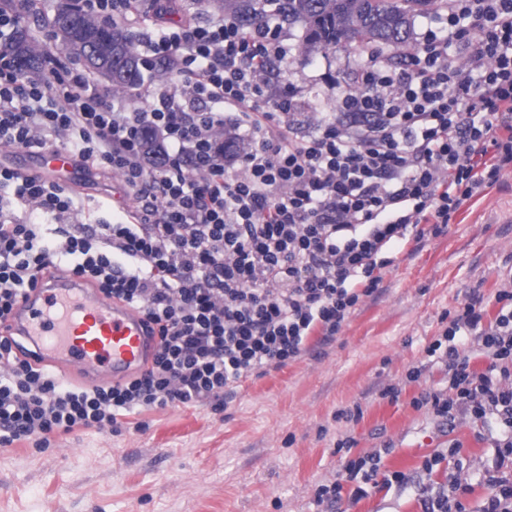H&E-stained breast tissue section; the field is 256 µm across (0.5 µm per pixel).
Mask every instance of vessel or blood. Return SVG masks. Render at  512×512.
<instances>
[{
    "label": "vessel or blood",
    "instance_id": "obj_1",
    "mask_svg": "<svg viewBox=\"0 0 512 512\" xmlns=\"http://www.w3.org/2000/svg\"><path fill=\"white\" fill-rule=\"evenodd\" d=\"M23 157L29 170L51 180L66 179L75 170L63 151L27 150ZM0 335L21 339L29 357L77 371L89 384L118 383L144 370L158 341L135 311L62 269L40 280L0 319Z\"/></svg>",
    "mask_w": 512,
    "mask_h": 512
}]
</instances>
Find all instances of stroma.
Wrapping results in <instances>:
<instances>
[{
  "instance_id": "1",
  "label": "stroma",
  "mask_w": 512,
  "mask_h": 512,
  "mask_svg": "<svg viewBox=\"0 0 512 512\" xmlns=\"http://www.w3.org/2000/svg\"><path fill=\"white\" fill-rule=\"evenodd\" d=\"M448 7L419 15L404 47L301 52V25L283 26L288 49L275 64L280 85L295 95L298 135L355 88L370 55L390 60L415 53L428 30L446 31ZM77 203L113 222L132 205L119 176L93 167L76 185ZM512 290V169L465 203L444 233L407 238L378 290L363 298L331 341L310 336L299 359L248 378L223 412L168 408L125 418L117 431L56 435L51 447L23 439L0 449V512H326L318 486L333 483L345 462L379 457L380 475L409 474L406 484L369 490L342 512H421L424 497L453 479L470 486L463 501L479 512L485 477L512 474L498 456L494 420L460 415L447 425L416 405L426 391L447 392L448 369L428 356L469 296ZM421 368L411 382L407 373ZM397 399L382 397L388 386ZM360 408L359 417L347 412ZM436 459L433 470L426 460Z\"/></svg>"
}]
</instances>
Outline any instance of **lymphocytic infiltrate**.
Masks as SVG:
<instances>
[{"label": "lymphocytic infiltrate", "instance_id": "lymphocytic-infiltrate-1", "mask_svg": "<svg viewBox=\"0 0 512 512\" xmlns=\"http://www.w3.org/2000/svg\"><path fill=\"white\" fill-rule=\"evenodd\" d=\"M35 0L0 7V143L29 150L66 148L78 166L118 173L135 199L119 221L76 223L67 184L0 166V317L40 278L67 268L157 328L144 371L84 388L21 359L0 339V446L49 443L75 430L117 429L143 411L224 408L242 379L301 357L308 336L333 339L364 296L378 288L387 252L405 240L439 235L468 200L512 168V0H454L450 25L465 64L448 61V41L428 33L398 64L373 63L359 88L337 102L346 125L319 120L297 136L288 96L267 93L284 56L278 26H242L227 16L180 26L154 40L139 32L145 59L167 58L182 92L145 91L128 112L75 69L48 61L43 79L24 78L9 45ZM236 111L247 147L228 170L215 135L220 112ZM160 130L167 160H141L139 132ZM40 212L34 224L15 204ZM484 324V299H469L445 344H432L453 372V395L424 393L442 417H494L497 448L512 454V291ZM477 332L490 364L470 371L455 338ZM378 470L348 461L339 481L319 486L335 507L343 483L365 496Z\"/></svg>", "mask_w": 512, "mask_h": 512}]
</instances>
